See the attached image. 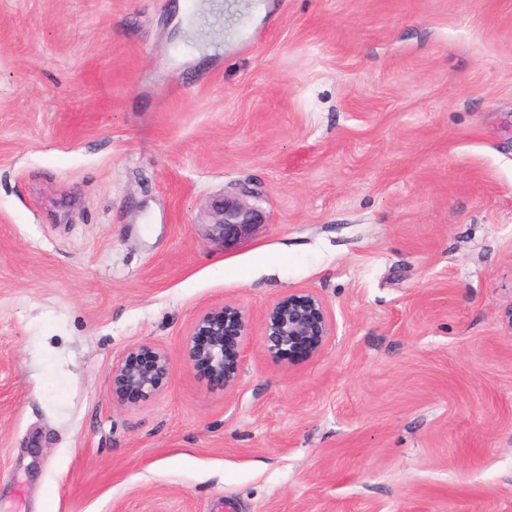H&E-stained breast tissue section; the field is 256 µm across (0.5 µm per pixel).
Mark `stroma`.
<instances>
[{
	"mask_svg": "<svg viewBox=\"0 0 512 512\" xmlns=\"http://www.w3.org/2000/svg\"><path fill=\"white\" fill-rule=\"evenodd\" d=\"M264 5L194 46L186 0H0V512H512V0ZM295 290L335 334L287 359ZM220 304L229 392L185 354ZM251 191L242 186L235 192L224 191L210 202L205 211L207 239L224 251L235 247L242 240L252 236L267 216L257 206L249 203ZM334 325L321 298L309 290L288 293L274 302L265 315L263 338L267 348L281 355H293L304 345L305 353H316ZM229 324L235 336L232 341H227ZM204 333L206 336H198ZM250 335V319L240 309L229 308L224 305H216L206 309L194 321L191 329V339L187 345L186 354L188 361L197 366L198 362H204L210 369L214 378L221 377L224 383V391L232 390L240 375L243 361V345ZM211 341L205 347H200ZM169 376L166 354L149 343L132 346L112 367V392L118 398L146 396L159 390Z\"/></svg>",
	"mask_w": 512,
	"mask_h": 512,
	"instance_id": "1",
	"label": "stroma"
}]
</instances>
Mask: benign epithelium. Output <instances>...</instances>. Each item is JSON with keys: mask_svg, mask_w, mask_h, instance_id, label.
I'll return each instance as SVG.
<instances>
[{"mask_svg": "<svg viewBox=\"0 0 512 512\" xmlns=\"http://www.w3.org/2000/svg\"><path fill=\"white\" fill-rule=\"evenodd\" d=\"M251 191L242 186L235 192L225 191L210 202L205 211L207 239L228 250L252 236L267 216L249 203ZM205 334L210 343L200 347L195 337ZM334 325L321 298L309 290L288 293L274 302L265 315L263 338L267 348L282 355H293L302 345L316 353ZM250 335V319L240 309L216 305L206 309L194 321L186 354L192 365L205 363L212 376L222 378L224 390H232L240 375L243 345ZM169 376L166 354L149 343L132 346L112 367V393L119 398L146 396L159 390Z\"/></svg>", "mask_w": 512, "mask_h": 512, "instance_id": "obj_1", "label": "benign epithelium"}]
</instances>
